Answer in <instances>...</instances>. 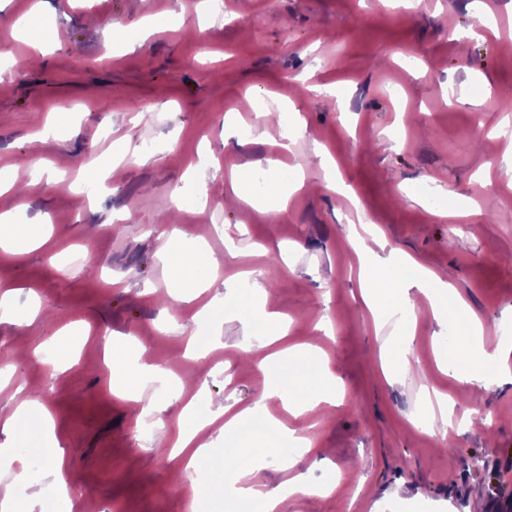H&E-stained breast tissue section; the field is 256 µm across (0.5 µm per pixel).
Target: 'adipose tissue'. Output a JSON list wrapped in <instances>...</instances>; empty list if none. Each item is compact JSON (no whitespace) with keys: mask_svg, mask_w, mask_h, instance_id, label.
I'll use <instances>...</instances> for the list:
<instances>
[{"mask_svg":"<svg viewBox=\"0 0 512 512\" xmlns=\"http://www.w3.org/2000/svg\"><path fill=\"white\" fill-rule=\"evenodd\" d=\"M163 250L170 275L180 290L181 297L192 296L199 289L210 287L211 275L220 266L217 258L207 253L203 243L184 240L178 228L162 232ZM364 280L367 289L363 294L367 306L374 313L389 308L410 306V288L418 291L432 304L439 306L451 292L448 281L437 275H426L402 256H395L389 266L365 263ZM238 314L248 328L264 326L268 335L284 334L286 327L279 314L272 312L269 293L261 283H254L248 293L246 305L239 307ZM471 331L453 349L454 354L470 359L469 369L461 379L467 383L480 382L484 371L498 361L497 354L487 352L480 343L481 321L470 315ZM266 379V402L258 410L234 415L224 424L228 436H248L253 444L267 446L270 435L293 443L300 450H307L310 441L298 436L295 430L277 419L271 404H278L294 416L314 411L320 405H333L341 400L342 393L335 375L312 351L289 349L266 355L260 363ZM157 366L140 362L139 345L135 338H128L114 346L112 351V389L126 400H141V385L146 377L162 375ZM197 427L180 428L172 445L171 458L179 459V478L189 479L195 501L204 502L223 493L224 504L234 507L242 503L255 504L259 512H279L288 497L312 496L318 489L310 485L304 474H297L277 490H265L254 479L252 470L242 468L239 457L225 458L224 466L211 470L206 481L193 479L207 455L206 446L195 443Z\"/></svg>","mask_w":512,"mask_h":512,"instance_id":"1","label":"adipose tissue"}]
</instances>
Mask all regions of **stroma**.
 <instances>
[{
	"label": "stroma",
	"instance_id": "1",
	"mask_svg": "<svg viewBox=\"0 0 512 512\" xmlns=\"http://www.w3.org/2000/svg\"><path fill=\"white\" fill-rule=\"evenodd\" d=\"M34 11L40 58L12 34ZM145 16L168 32L125 50L118 27ZM1 51L12 68L0 69V172L14 188L0 211L45 235L0 250V282L16 292L0 316V445L31 474L17 512L56 504L36 419H12L27 400L51 411L96 512H212L172 481L159 443L191 423L189 400L201 417L261 403L254 337L234 317L254 271L291 319L282 346L322 350L344 397L299 418L278 411L311 440L290 471L224 441L216 420L199 436L215 450L201 474L230 447L262 458L267 489L296 473L332 485L291 498L288 512H512V112L496 107L512 97V0H0ZM259 104L297 136L263 137ZM93 155L118 162L86 204L81 166ZM295 173L304 185L286 211L236 198L257 176L279 187ZM170 223L223 259L188 301L166 295L158 234ZM368 249L448 274L483 320L484 348H509L502 366L478 384L443 367L448 323L422 295L411 313L372 316ZM67 327L88 338L59 371L54 341ZM195 334L205 357L186 351ZM126 336L180 378L178 394L156 381L137 405L113 393L105 360ZM388 342L446 398L455 427L414 424L422 393L384 376ZM469 408L485 420L465 423ZM146 411L160 424L149 437Z\"/></svg>",
	"mask_w": 512,
	"mask_h": 512
}]
</instances>
